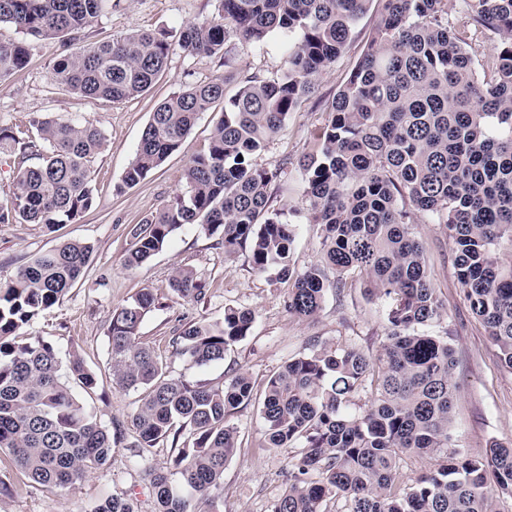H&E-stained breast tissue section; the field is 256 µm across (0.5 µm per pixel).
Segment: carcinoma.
I'll return each instance as SVG.
<instances>
[{
    "mask_svg": "<svg viewBox=\"0 0 512 512\" xmlns=\"http://www.w3.org/2000/svg\"><path fill=\"white\" fill-rule=\"evenodd\" d=\"M106 2L0 0V24L23 34L0 41V78L29 64L28 39H59L56 84L113 102L146 92L166 69V32L137 30L70 50ZM368 2L220 0L218 16L182 28L179 46L209 57L225 54L232 38L257 47L284 33L286 68L275 77L245 78L227 101L230 76L216 75L157 105L123 188L161 166L219 101L224 117L208 150L189 161L185 193L133 228L125 265L142 264L176 230L197 224L227 255L249 249L254 272L294 280L286 306L299 318L317 314L327 289L343 294L356 271L366 292L383 302L386 336L378 354L314 343L268 379L260 412L270 445L298 449L270 512H330L332 500L344 512H500V495L512 496V444L493 442L476 457L452 448L454 349L431 331L446 312L413 224L422 212L445 225L471 311L512 370V0H464L467 23L501 34L487 60L490 77L482 79L448 21V0H379L367 50L336 94L318 150L302 164L309 223L322 231L321 263L294 270L295 227L267 208L276 173L256 156L336 62ZM106 145L97 127L52 118L26 130L0 128V154L16 163L12 185L0 190V224L22 219L51 229L77 220L93 204L92 163ZM90 252L67 243L0 281V450L38 487L70 486L125 439L123 430L85 413L51 344L17 341L19 330L80 280ZM170 287L189 301L205 294L189 267L174 271ZM156 306L144 288L113 310L112 384L142 392L131 428L154 512H196L195 499H210L220 487L236 450L230 419L252 403L253 385L242 371L217 385L166 374L139 336ZM254 321L251 309L226 307L219 321L184 326L172 346L200 366L222 364ZM69 372L86 390L98 385L77 355ZM360 393L368 401L352 406ZM164 442L177 450L175 475L143 465ZM402 454L431 462L406 488L396 483ZM93 512L136 508L117 493Z\"/></svg>",
    "mask_w": 512,
    "mask_h": 512,
    "instance_id": "obj_1",
    "label": "carcinoma"
}]
</instances>
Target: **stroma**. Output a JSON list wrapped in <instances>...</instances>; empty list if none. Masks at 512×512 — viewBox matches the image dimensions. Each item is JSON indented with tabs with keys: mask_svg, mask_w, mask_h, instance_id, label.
Returning <instances> with one entry per match:
<instances>
[{
	"mask_svg": "<svg viewBox=\"0 0 512 512\" xmlns=\"http://www.w3.org/2000/svg\"><path fill=\"white\" fill-rule=\"evenodd\" d=\"M380 9L379 0H370L336 62L257 157L259 164L278 173L269 190L268 209L284 213L296 226L290 257L299 272L321 258L320 229L306 219L301 162L316 152V135L328 120L337 91L361 61ZM217 13V0H116L109 13L86 28L84 42L109 41L136 30H163L175 44L164 74L151 89L118 103L85 98L57 86L50 74L60 52L54 40L33 42L29 65L0 79V126L45 116L74 119L99 128L107 139L106 149L94 162L95 201L77 221L50 230L24 222L0 224V280L9 279L36 253L72 241L90 245L83 278L57 304L24 327L22 334L51 344L61 363H68L71 354H79L97 375L99 385L87 392L72 384L74 396L102 424L117 423L125 430L130 427L140 394L113 386L108 330L113 309L131 300L140 289H152L160 305L143 321L140 336L171 375L216 384L223 382L227 372L239 369L254 383L253 404L233 417L238 430L237 452L224 468L217 496L201 504V512H269L285 487L283 473L293 451L267 444L259 407L267 379L316 341L353 343L364 352L377 354L385 339L386 321L381 302L367 299L357 286L341 297L327 291L313 319L293 317L285 307L288 282L273 283L255 273L248 250L225 255L214 238L195 224L178 229L163 249L141 266L126 267L132 228L183 192L189 160L207 150L213 127L222 115L219 104L201 114L178 151L139 184L117 192L156 106L188 86L223 73L217 59L190 54L176 45L184 25L216 17ZM287 51V40L278 35L260 48L233 45L230 56L236 78L226 83L225 97L236 94L239 78L281 74ZM415 232L446 311L443 324L434 326L433 332L449 335L455 352L458 389L452 444L464 454L481 456L491 442H512V370L502 365L498 348L464 299L455 274L454 245L445 226L421 214ZM179 266L193 268L201 277L206 292L200 300L184 301L171 290L170 278ZM228 306L252 309L256 318L250 335L233 346L223 364L200 367L175 352L171 338L177 329L203 317L220 319ZM0 482L14 488L12 495H0V512H92L100 500L115 493L131 495L138 512H154L134 450L126 443L113 450L107 463L89 469L82 479L62 490L31 486L14 467L9 453L3 451Z\"/></svg>",
	"mask_w": 512,
	"mask_h": 512,
	"instance_id": "35a3bbf8",
	"label": "stroma"
}]
</instances>
